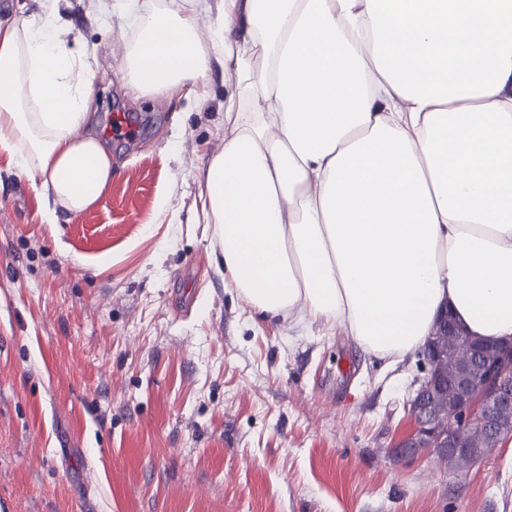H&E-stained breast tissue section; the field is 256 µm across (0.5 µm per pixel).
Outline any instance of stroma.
<instances>
[{
	"instance_id": "stroma-1",
	"label": "stroma",
	"mask_w": 512,
	"mask_h": 512,
	"mask_svg": "<svg viewBox=\"0 0 512 512\" xmlns=\"http://www.w3.org/2000/svg\"><path fill=\"white\" fill-rule=\"evenodd\" d=\"M113 2L60 0L97 71L106 195L45 223L0 148V512H512V437L462 474L392 456L419 358L255 315L217 272L192 204L224 68L201 98L137 94L113 53L150 0Z\"/></svg>"
}]
</instances>
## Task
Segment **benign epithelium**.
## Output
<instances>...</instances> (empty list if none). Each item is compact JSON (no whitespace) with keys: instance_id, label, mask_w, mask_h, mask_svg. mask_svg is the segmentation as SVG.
I'll return each mask as SVG.
<instances>
[{"instance_id":"1","label":"benign epithelium","mask_w":512,"mask_h":512,"mask_svg":"<svg viewBox=\"0 0 512 512\" xmlns=\"http://www.w3.org/2000/svg\"><path fill=\"white\" fill-rule=\"evenodd\" d=\"M467 351L469 362L456 380L454 406L445 419L439 414L441 385L436 372L442 353L435 342H428L427 373L408 403L413 428L394 444L395 458L440 459L469 453L471 449L462 447L465 431L486 426L496 412L512 408V343L492 345V360L470 346Z\"/></svg>"}]
</instances>
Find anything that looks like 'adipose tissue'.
<instances>
[{
    "label": "adipose tissue",
    "mask_w": 512,
    "mask_h": 512,
    "mask_svg": "<svg viewBox=\"0 0 512 512\" xmlns=\"http://www.w3.org/2000/svg\"><path fill=\"white\" fill-rule=\"evenodd\" d=\"M55 11L0 22V148L46 223L97 205L112 158L82 135L96 71ZM143 95L225 74L224 147L195 221L252 313L342 328L395 365L442 312L512 340V0H177L116 58ZM187 8L195 10L198 15V21L202 35L205 37L211 23L216 15V5L218 0H178Z\"/></svg>",
    "instance_id": "ef3b65f1"
}]
</instances>
